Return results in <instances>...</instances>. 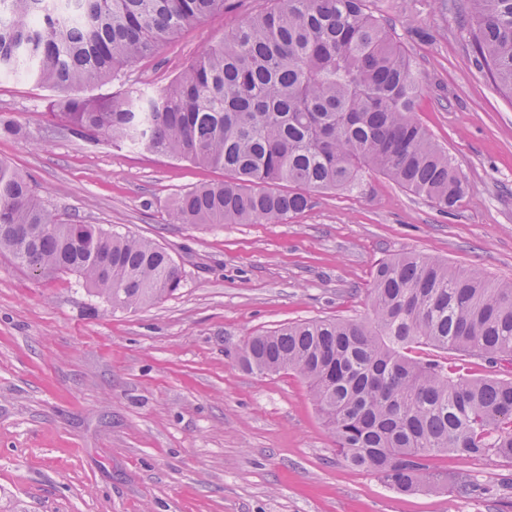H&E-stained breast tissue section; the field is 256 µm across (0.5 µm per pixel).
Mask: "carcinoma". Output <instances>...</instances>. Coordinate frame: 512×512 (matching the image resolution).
I'll use <instances>...</instances> for the list:
<instances>
[{"instance_id":"obj_1","label":"carcinoma","mask_w":512,"mask_h":512,"mask_svg":"<svg viewBox=\"0 0 512 512\" xmlns=\"http://www.w3.org/2000/svg\"><path fill=\"white\" fill-rule=\"evenodd\" d=\"M239 18L160 93L86 99L76 91L121 77L180 31L234 0H0V77L58 93L72 137L224 170L179 195L173 224H267L304 213L316 192L350 190L364 169L453 208L468 184L417 117L421 88L384 16L367 0H274ZM476 65L512 94V0H469ZM0 252L35 279L74 275L114 309L153 304L181 270L156 243L69 224L30 181L0 161ZM371 319H313L248 337L250 372L293 371L308 384L336 450L402 492L448 484L426 458L453 452L512 462V381L468 378L427 345L512 359V280L409 252L380 261ZM459 494L484 493L468 476Z\"/></svg>"}]
</instances>
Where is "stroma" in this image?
<instances>
[{"mask_svg":"<svg viewBox=\"0 0 512 512\" xmlns=\"http://www.w3.org/2000/svg\"><path fill=\"white\" fill-rule=\"evenodd\" d=\"M466 3L370 0L424 88L419 120L469 183L445 213L367 170L283 223L174 224L173 200L222 170L47 136L56 92L0 79V118L21 127L0 137V160L67 222L152 240L182 272L173 295L121 310L74 276L32 280L0 253V512H512V463L434 454L431 470L494 492H399L337 453L299 375L234 357L248 336L291 323L369 321L376 264L404 252L512 279V96L474 62ZM270 6L240 0L82 94L158 93L240 15Z\"/></svg>","mask_w":512,"mask_h":512,"instance_id":"stroma-1","label":"stroma"}]
</instances>
